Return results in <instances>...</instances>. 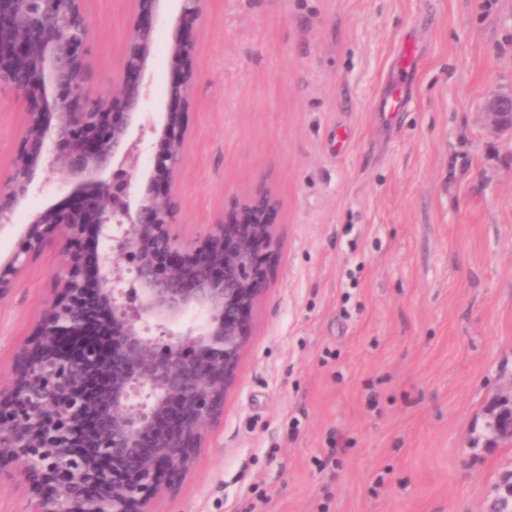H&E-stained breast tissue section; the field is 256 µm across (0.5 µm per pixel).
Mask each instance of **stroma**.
Here are the masks:
<instances>
[{"label": "stroma", "instance_id": "obj_1", "mask_svg": "<svg viewBox=\"0 0 512 512\" xmlns=\"http://www.w3.org/2000/svg\"><path fill=\"white\" fill-rule=\"evenodd\" d=\"M85 97L119 86L133 0H82ZM179 232L271 191L270 286L224 414L156 512H512V446L488 410L512 382V0H205ZM172 29L149 72L165 100ZM414 64L400 69L405 51ZM400 112L383 103L397 77ZM22 107L0 87V164ZM48 186L0 227V255ZM60 259L0 301V385ZM481 113L483 122L489 131L493 133H511L512 90L492 95Z\"/></svg>", "mask_w": 512, "mask_h": 512}]
</instances>
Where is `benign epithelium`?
Returning <instances> with one entry per match:
<instances>
[{
    "label": "benign epithelium",
    "instance_id": "obj_1",
    "mask_svg": "<svg viewBox=\"0 0 512 512\" xmlns=\"http://www.w3.org/2000/svg\"><path fill=\"white\" fill-rule=\"evenodd\" d=\"M134 2L119 92L90 103L81 0H0V86L26 108L0 171V225L54 178L69 199L30 214L0 258V301L39 257L61 258L0 390V475L28 485L30 512H154L165 479L190 468L224 413L270 284L271 192L232 199L201 239L176 224L196 72L181 30L201 19L203 0H177L175 14L168 0ZM159 24L173 26L179 66L160 117L148 75ZM482 117L511 133L512 90L492 95ZM489 416L512 434V383ZM75 448L82 465L64 482L60 459Z\"/></svg>",
    "mask_w": 512,
    "mask_h": 512
}]
</instances>
